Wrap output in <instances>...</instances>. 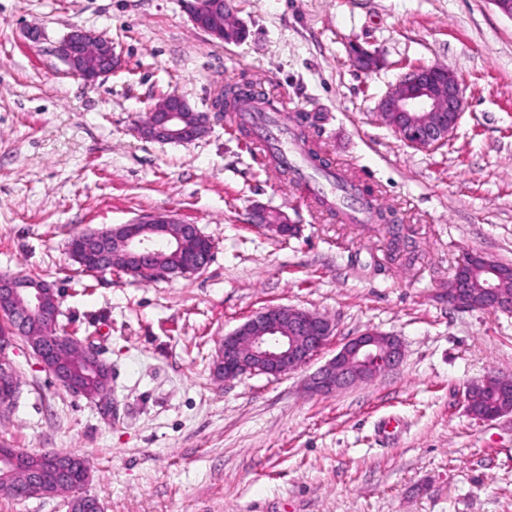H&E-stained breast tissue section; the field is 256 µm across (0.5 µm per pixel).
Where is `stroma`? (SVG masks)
<instances>
[{
    "label": "stroma",
    "instance_id": "35a3bbf8",
    "mask_svg": "<svg viewBox=\"0 0 512 512\" xmlns=\"http://www.w3.org/2000/svg\"><path fill=\"white\" fill-rule=\"evenodd\" d=\"M248 30L227 44L180 0H0V276L54 285L66 333L112 367L114 410L67 392L31 348L0 407V444L84 457L104 512H512V415L468 416L462 389L512 376V314L449 308L464 253L512 264V20L490 0H232ZM111 40L112 74L87 82L56 49L73 29ZM381 65L353 66L350 48ZM442 65L465 91L448 144L407 146L377 111L410 66ZM280 91L323 117L315 139L408 228L413 264L381 226L345 224L268 172L254 138L211 116L227 79ZM209 114L190 144L135 128L169 94ZM281 210L286 238L254 224ZM156 212L214 245L193 277L83 271L68 243ZM269 305L334 321L324 364L366 330L397 336L398 370L330 395L307 369L217 379L226 334Z\"/></svg>",
    "mask_w": 512,
    "mask_h": 512
}]
</instances>
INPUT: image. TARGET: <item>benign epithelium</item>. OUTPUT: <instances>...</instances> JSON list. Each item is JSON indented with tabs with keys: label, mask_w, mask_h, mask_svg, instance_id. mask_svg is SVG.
<instances>
[{
	"label": "benign epithelium",
	"mask_w": 512,
	"mask_h": 512,
	"mask_svg": "<svg viewBox=\"0 0 512 512\" xmlns=\"http://www.w3.org/2000/svg\"><path fill=\"white\" fill-rule=\"evenodd\" d=\"M190 21L207 34L211 26L231 6L229 0H185ZM57 55L75 75L93 82L112 73L116 57L112 42L97 34L77 28L57 46ZM358 68L370 71L380 62V55L361 46L351 50ZM465 101L457 76L441 65H419L411 68L380 99L377 112L409 146L432 149L447 143L458 127ZM208 121L193 111L179 95L164 97L149 113L144 125L137 127L140 137L158 141L191 143L206 134ZM255 220L279 236H289L296 228L287 214L277 224L267 223V212L259 209ZM176 248L189 256L178 274L191 277L205 271L213 259V249L206 247L207 237L195 224L182 223L164 214L105 229L88 230L79 235L78 246L70 251L73 260L84 263V256L95 253L93 271L106 272L119 266L120 259H133L145 266L157 257L158 244ZM460 265L482 266L490 277L475 288L472 282L453 278L445 293L448 305L468 311H491L512 314V296L502 291L501 284L512 270L481 254L468 253ZM60 315L53 286L38 278L15 276L0 278V320L10 322V331L0 336V372L11 371L5 360L7 348L15 339H24L42 367L66 390L75 391L95 402L99 409L112 414L109 388L90 394L86 383L95 371L111 382V369L93 347L82 346V364L60 358L67 341L54 329ZM39 320L48 321L47 330L39 336L32 331ZM336 325L329 318L288 306H270L224 336L213 370L219 377L234 379L246 374L274 377L291 374L308 364L335 336ZM403 348L398 338L376 330H367L346 341L329 361L305 382L311 394L334 393L369 380L380 373L398 369ZM47 466L54 469L53 479L42 469H27L26 460L14 453L0 456V478L11 479L28 470V480L15 486L19 499L59 494L58 479L83 466L78 457L49 455Z\"/></svg>",
	"instance_id": "7a95c632"
}]
</instances>
